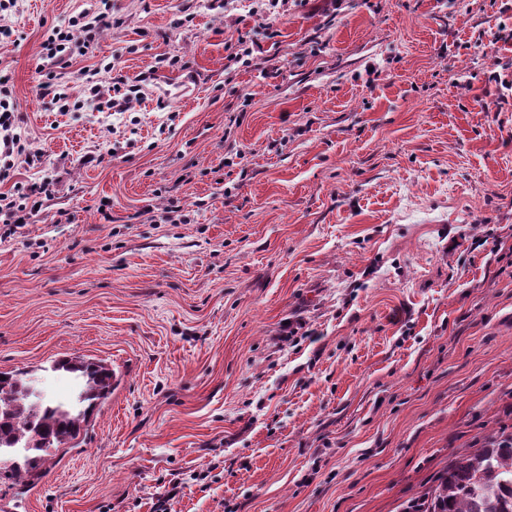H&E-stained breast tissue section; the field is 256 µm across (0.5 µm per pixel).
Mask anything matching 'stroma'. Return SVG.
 Listing matches in <instances>:
<instances>
[{
	"instance_id": "35a3bbf8",
	"label": "stroma",
	"mask_w": 512,
	"mask_h": 512,
	"mask_svg": "<svg viewBox=\"0 0 512 512\" xmlns=\"http://www.w3.org/2000/svg\"><path fill=\"white\" fill-rule=\"evenodd\" d=\"M23 0L0 68L53 194L0 238V371L123 379L82 447L0 477V512H404L512 431V0ZM111 5L67 77L140 81L125 112L38 94L45 31ZM250 37L249 64L227 44ZM176 55V67H157ZM107 213H100L102 201ZM181 208L172 220V205Z\"/></svg>"
}]
</instances>
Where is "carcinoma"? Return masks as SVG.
Segmentation results:
<instances>
[{
	"label": "carcinoma",
	"mask_w": 512,
	"mask_h": 512,
	"mask_svg": "<svg viewBox=\"0 0 512 512\" xmlns=\"http://www.w3.org/2000/svg\"><path fill=\"white\" fill-rule=\"evenodd\" d=\"M53 370L75 376L70 400L35 394L27 371L0 372V471L18 481L80 447L94 410L114 388L112 369L82 356L61 359ZM407 512H512V432L501 430L483 446L453 455Z\"/></svg>",
	"instance_id": "cac0c4a2"
}]
</instances>
